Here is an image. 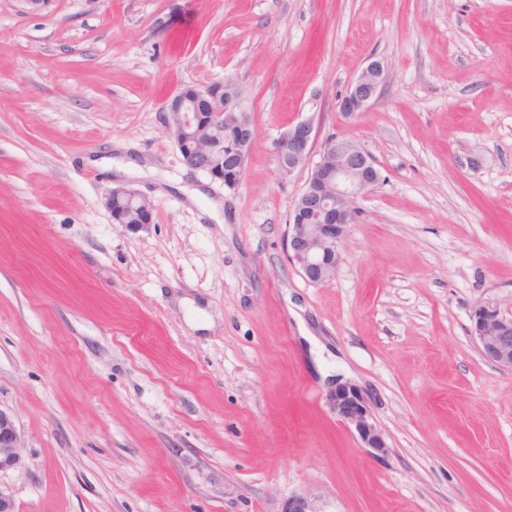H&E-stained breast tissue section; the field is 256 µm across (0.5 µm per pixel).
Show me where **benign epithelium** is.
<instances>
[{
  "mask_svg": "<svg viewBox=\"0 0 512 512\" xmlns=\"http://www.w3.org/2000/svg\"><path fill=\"white\" fill-rule=\"evenodd\" d=\"M383 81L381 63L370 62L341 96L339 111L352 116L371 106L380 95ZM199 101L205 102L208 111L203 122L193 112V105ZM165 109L183 166L222 182L229 190L236 189L244 180L255 127L245 119L233 80L198 88L190 96L177 93L166 102ZM221 128L227 140L225 153L218 150L220 141L215 137ZM316 141L312 121L291 125L277 146L281 173L290 175L304 167ZM378 181L374 159L360 145L334 137L322 143L288 224V261L307 283L318 285L335 277L341 262L340 244L355 222L356 202ZM120 195L134 205L141 223H152L149 202L135 190H113L107 207H112V197ZM471 334L484 358L512 371V315L479 304L473 311ZM326 401L336 418L354 430L360 447L374 454L387 452L385 436L373 420L372 400L358 385L339 380L329 387ZM21 448L12 416L0 409V471L21 465Z\"/></svg>",
  "mask_w": 512,
  "mask_h": 512,
  "instance_id": "1",
  "label": "benign epithelium"
}]
</instances>
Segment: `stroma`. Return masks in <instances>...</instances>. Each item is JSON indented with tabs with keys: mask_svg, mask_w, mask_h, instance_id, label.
<instances>
[{
	"mask_svg": "<svg viewBox=\"0 0 512 512\" xmlns=\"http://www.w3.org/2000/svg\"><path fill=\"white\" fill-rule=\"evenodd\" d=\"M377 101L338 100L371 61ZM234 77L242 184L188 171L164 101ZM313 120L356 142L334 279L286 235ZM150 201L114 223L113 188ZM512 312V0H0V409L18 512H512V371L476 305ZM359 385L388 450L325 401ZM317 141V131L311 120L291 125L277 146L279 169L291 175L310 160ZM124 196L128 199L130 205H134L135 209L137 210L140 218L141 223L140 224H151L152 218H153V211L149 204V202L136 190L127 189V188H117L112 191L110 196L107 199V207L110 210L112 214V219L114 223L117 224H134L135 219L133 217H127L123 218L126 215L122 213L120 210L125 207V204L121 202L120 204L114 203L112 208V197L114 196ZM114 217H118L119 221L116 220ZM471 334L484 358L512 371V314L497 307L478 304L472 315ZM22 442L12 416L0 409V471L22 463Z\"/></svg>",
	"mask_w": 512,
	"mask_h": 512,
	"instance_id": "35a3bbf8",
	"label": "stroma"
}]
</instances>
